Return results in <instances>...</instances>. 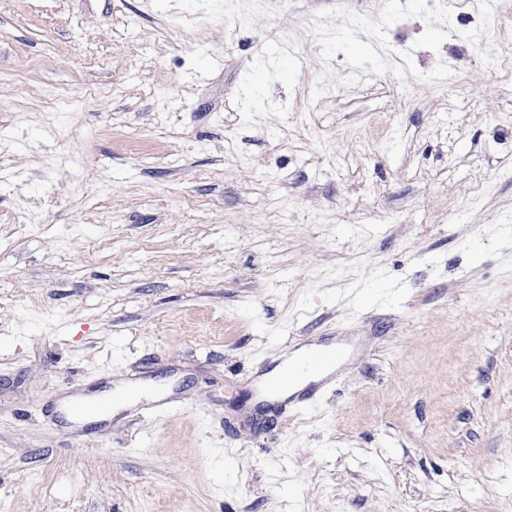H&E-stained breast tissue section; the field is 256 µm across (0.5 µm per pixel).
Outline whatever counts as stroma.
<instances>
[{
    "mask_svg": "<svg viewBox=\"0 0 512 512\" xmlns=\"http://www.w3.org/2000/svg\"><path fill=\"white\" fill-rule=\"evenodd\" d=\"M0 149V512H512V0H0ZM347 350L338 346L331 350H320L312 353L308 361V371L325 375L336 371V364L345 358ZM310 351L312 350L306 348L295 351L290 355V358L287 357L282 364L269 375L278 387L298 384L293 389L287 390L282 396H288V392L292 393L304 388L311 382H316L321 379V376H302L296 371L298 363L306 357L307 353Z\"/></svg>",
    "mask_w": 512,
    "mask_h": 512,
    "instance_id": "stroma-1",
    "label": "stroma"
}]
</instances>
